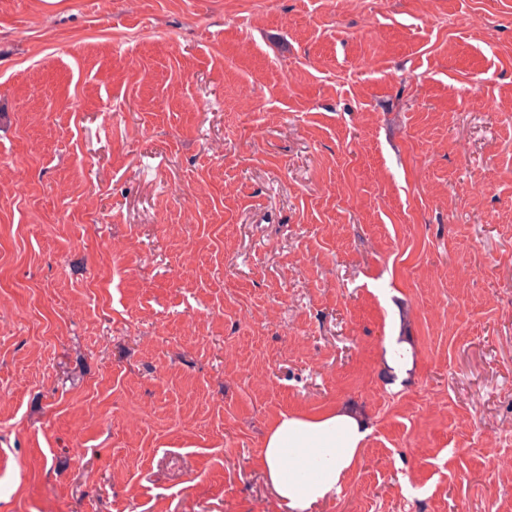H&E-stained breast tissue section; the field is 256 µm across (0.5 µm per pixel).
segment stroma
<instances>
[{"instance_id": "1", "label": "stroma", "mask_w": 512, "mask_h": 512, "mask_svg": "<svg viewBox=\"0 0 512 512\" xmlns=\"http://www.w3.org/2000/svg\"><path fill=\"white\" fill-rule=\"evenodd\" d=\"M512 512V0H0V512ZM369 433L349 410L282 414L267 431L260 465L267 485L289 512H313L337 492L361 456Z\"/></svg>"}]
</instances>
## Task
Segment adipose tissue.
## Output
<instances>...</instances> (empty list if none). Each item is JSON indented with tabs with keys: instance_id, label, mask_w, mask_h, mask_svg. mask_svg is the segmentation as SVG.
Segmentation results:
<instances>
[{
	"instance_id": "ef3b65f1",
	"label": "adipose tissue",
	"mask_w": 512,
	"mask_h": 512,
	"mask_svg": "<svg viewBox=\"0 0 512 512\" xmlns=\"http://www.w3.org/2000/svg\"><path fill=\"white\" fill-rule=\"evenodd\" d=\"M368 433L364 419L349 410L282 414L265 435L260 465L285 512H314L339 492Z\"/></svg>"
}]
</instances>
